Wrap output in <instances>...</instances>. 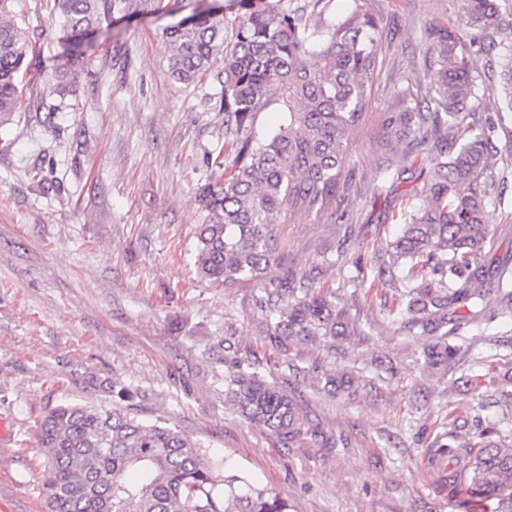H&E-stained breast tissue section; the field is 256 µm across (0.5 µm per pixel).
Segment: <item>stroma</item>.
Instances as JSON below:
<instances>
[{"mask_svg":"<svg viewBox=\"0 0 512 512\" xmlns=\"http://www.w3.org/2000/svg\"><path fill=\"white\" fill-rule=\"evenodd\" d=\"M394 42L375 108L406 86L428 32L454 23L462 0H370ZM231 0H122L82 49L63 53L54 0H16L15 20L39 49L21 73V102L0 130V503L47 512L34 425L61 402L121 405L165 418L210 455L276 488L291 512H462L456 488L427 475L423 459L448 427L465 437L512 419L496 384L512 368V317L462 330L468 351L444 382L422 369L424 340L384 321L389 286L360 288L357 256H378L400 231L416 180L382 193L349 224L278 225L290 265L330 261L336 302L365 330L332 344L292 342L300 370L353 369V395L331 398L301 378L315 435L282 446L224 405L216 357L262 355L249 287L199 281L194 233L201 184L232 167L209 164L224 141L222 88L186 86L167 66L165 31ZM478 92L495 103L491 143L503 180L491 187L493 250L512 256V105L500 95L499 52L476 51ZM62 72L73 94L47 83ZM346 247H339V239Z\"/></svg>","mask_w":512,"mask_h":512,"instance_id":"35a3bbf8","label":"stroma"}]
</instances>
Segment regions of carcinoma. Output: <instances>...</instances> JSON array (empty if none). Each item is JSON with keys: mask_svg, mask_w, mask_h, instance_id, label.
Segmentation results:
<instances>
[{"mask_svg": "<svg viewBox=\"0 0 512 512\" xmlns=\"http://www.w3.org/2000/svg\"><path fill=\"white\" fill-rule=\"evenodd\" d=\"M231 39L224 18L193 17L166 30L172 77L190 85L216 73L222 85L224 145L234 154L230 173L198 190L205 212L195 238L197 277L215 286L254 290L263 345L273 357L232 360L224 404L287 444L309 434L300 403L288 395L281 368L290 367L288 342L363 336L361 324L336 305L319 268L297 269L279 248L274 224H347L374 204L390 183L409 174L423 179L399 235L385 243L388 262L358 259L370 287L401 282L391 322L425 338L424 365H448L458 351L449 343L463 324L512 316V262L486 259L493 239L488 224L489 183L497 153L491 128L471 121L478 102L470 51L461 30L479 35L493 51L503 28L495 0H463L455 28L434 32L438 64L435 96L412 82L379 113L372 145L379 153L376 180L361 184L350 148L372 107L387 33L369 0H349L339 15L331 0L312 10L288 0H237ZM15 0H0V128L21 97L18 76L35 49L13 20ZM69 37L88 36L111 8L109 0H55ZM502 80L512 105V44L504 53ZM223 68L215 70L217 62ZM276 104L278 129L263 140L243 135L259 113ZM353 377L326 373L317 389L336 397L350 392ZM438 453L469 471L471 494L497 500L495 512H512V439L486 426L476 439L443 435ZM48 477V512H288L274 487L208 458L178 430L145 423L118 407L62 402L35 429Z\"/></svg>", "mask_w": 512, "mask_h": 512, "instance_id": "cac0c4a2", "label": "carcinoma"}]
</instances>
